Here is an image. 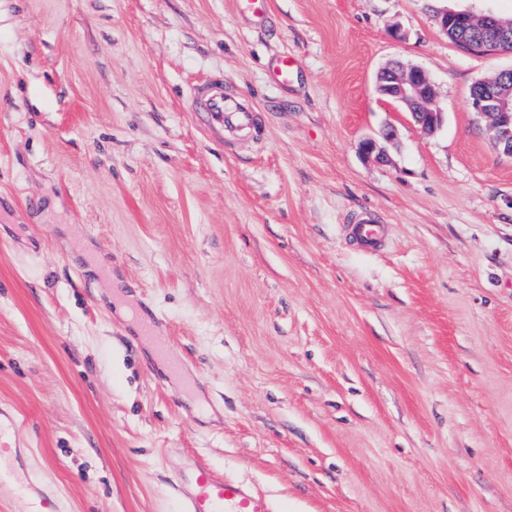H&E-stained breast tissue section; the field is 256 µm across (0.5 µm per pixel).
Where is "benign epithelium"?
<instances>
[{
  "instance_id": "obj_1",
  "label": "benign epithelium",
  "mask_w": 512,
  "mask_h": 512,
  "mask_svg": "<svg viewBox=\"0 0 512 512\" xmlns=\"http://www.w3.org/2000/svg\"><path fill=\"white\" fill-rule=\"evenodd\" d=\"M436 21L443 31H448L453 19L476 21L481 37L494 43H512V20H505L490 11H477L472 7L436 10ZM505 71L483 82L486 92L472 100L477 114L487 120L495 148L503 155L512 157V81ZM376 90L402 105L412 121L422 130L433 134L442 125L443 111L438 105L434 86L423 69L399 60H391L376 75ZM395 139L393 129L387 127L380 138H367L359 145L360 153L367 159L381 161L385 149L381 142Z\"/></svg>"
}]
</instances>
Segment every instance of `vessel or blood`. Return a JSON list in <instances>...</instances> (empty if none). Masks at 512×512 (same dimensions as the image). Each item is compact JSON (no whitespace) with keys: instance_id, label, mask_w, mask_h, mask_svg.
<instances>
[{"instance_id":"b4317fda","label":"vessel or blood","mask_w":512,"mask_h":512,"mask_svg":"<svg viewBox=\"0 0 512 512\" xmlns=\"http://www.w3.org/2000/svg\"><path fill=\"white\" fill-rule=\"evenodd\" d=\"M190 99L197 111L205 113L209 125L234 137L260 136L261 128L252 101L244 95L225 94L220 81L194 87ZM346 230L365 248L385 243L384 228L373 215L362 214L356 223L347 225ZM23 434L17 413L0 405V464L11 459L14 448L22 443ZM2 488L8 489L11 496L29 501V512H60L58 500L33 494L30 480L10 483L0 472ZM177 490L182 497V512H273L266 494L205 467L183 476Z\"/></svg>"}]
</instances>
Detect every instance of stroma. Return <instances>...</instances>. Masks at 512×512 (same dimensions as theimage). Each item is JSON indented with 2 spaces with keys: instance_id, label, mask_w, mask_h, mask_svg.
<instances>
[{
  "instance_id": "35a3bbf8",
  "label": "stroma",
  "mask_w": 512,
  "mask_h": 512,
  "mask_svg": "<svg viewBox=\"0 0 512 512\" xmlns=\"http://www.w3.org/2000/svg\"><path fill=\"white\" fill-rule=\"evenodd\" d=\"M438 6L0 0V401L62 512H178L199 466L275 512H512V157L470 99L512 53L463 51ZM392 59L435 134L377 92ZM217 72L260 140L198 123ZM364 210L383 251L344 238ZM376 90L402 105L422 130L433 134L441 127L443 111L431 80L420 67L390 60L377 72Z\"/></svg>"
}]
</instances>
